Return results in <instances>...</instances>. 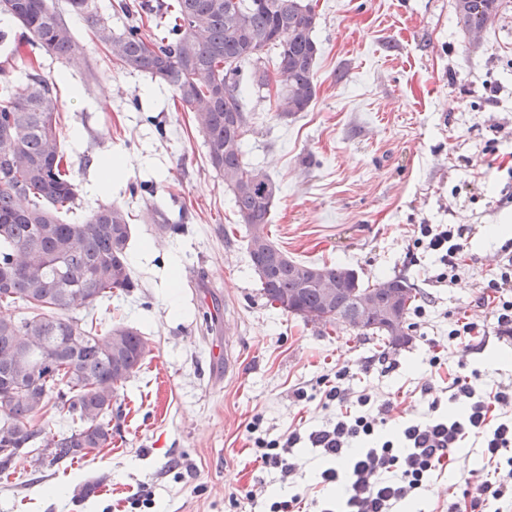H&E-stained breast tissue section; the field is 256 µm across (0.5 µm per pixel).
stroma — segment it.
<instances>
[{
  "mask_svg": "<svg viewBox=\"0 0 512 512\" xmlns=\"http://www.w3.org/2000/svg\"><path fill=\"white\" fill-rule=\"evenodd\" d=\"M321 46L318 94L306 111L278 118L273 99L246 96V159L278 192L271 238L297 262L356 270L364 284L406 277L418 292L408 341L323 328L270 306L261 295L232 194L205 158L193 115L144 72L122 68L89 23L70 25L85 54H43L39 71L57 86L65 158L78 184L74 220L98 206L132 214L129 262L135 288L114 293L94 316L140 328L151 351L117 399L121 432L111 447L54 470L18 464L0 474V512H251L267 492L300 493V512H328L335 487L318 484V449L301 443L288 480L260 469L247 430L262 417L268 436L332 420L325 385L348 368L352 395L390 404L392 421L423 417L430 398L448 414V380L477 393L512 384V337L448 339L465 317L490 321L479 304L503 256L494 230L512 225V0L479 38L457 26L455 0H310ZM125 170L99 185L100 161ZM179 231L158 235L150 208ZM419 224H464L466 264L438 283L434 256L410 258ZM180 286L170 290L169 279ZM228 344L232 373L213 357ZM308 398L296 400L297 388ZM498 473L470 440L413 498L416 512L463 501L460 475ZM150 492L153 508L134 507Z\"/></svg>",
  "mask_w": 512,
  "mask_h": 512,
  "instance_id": "35a3bbf8",
  "label": "stroma"
}]
</instances>
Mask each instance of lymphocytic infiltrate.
I'll use <instances>...</instances> for the list:
<instances>
[{
    "label": "lymphocytic infiltrate",
    "mask_w": 512,
    "mask_h": 512,
    "mask_svg": "<svg viewBox=\"0 0 512 512\" xmlns=\"http://www.w3.org/2000/svg\"><path fill=\"white\" fill-rule=\"evenodd\" d=\"M467 230L461 224H422L413 239L414 249L437 261L436 281H455L467 245ZM482 303L490 307L496 335L512 336V257L488 283ZM448 399L459 407L457 415L439 416L438 401L428 405V418L407 423L397 437L383 435L389 405L369 407L367 398H351L347 388L334 385L325 396L336 404L335 421L308 432L291 429L267 438L262 418H253L248 431L263 467L290 476L291 448L307 442L330 462L321 473L326 483L347 485L346 512H392L425 485L434 471L465 438L479 440L489 461H499L512 449V420L503 414L512 406V391L499 389L476 394L469 381L456 377L448 385Z\"/></svg>",
    "instance_id": "lymphocytic-infiltrate-1"
}]
</instances>
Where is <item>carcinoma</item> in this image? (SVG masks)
I'll list each match as a JSON object with an SVG mask.
<instances>
[{
  "instance_id": "obj_1",
  "label": "carcinoma",
  "mask_w": 512,
  "mask_h": 512,
  "mask_svg": "<svg viewBox=\"0 0 512 512\" xmlns=\"http://www.w3.org/2000/svg\"><path fill=\"white\" fill-rule=\"evenodd\" d=\"M502 0H456L458 24L484 28ZM127 17L115 33L89 15L88 0H67V12L87 17L122 67L145 72L171 88L193 112L204 133L211 168L224 179L246 227V251L261 295L303 319L320 307V289L309 283L312 266L278 246L252 248L254 231H267L276 186L245 159L249 130L240 74L254 68V86L276 83L288 94L278 116L303 112L316 96L319 48L316 14L304 0H119ZM0 16L30 34L31 45L66 61L83 44L50 0H0ZM274 51L271 79L264 55ZM55 82L30 62L22 94L0 83V474L22 460L36 470L58 468L112 447V401L150 351L148 337L122 323L100 337L90 312L116 292L136 287L128 263L130 214L112 203L81 223L62 214L77 205L74 175L64 164ZM344 282L354 296L377 299L391 286L406 290L402 317L417 307L419 292L401 276L363 285L354 270L319 266ZM52 410L71 420L67 433L48 431L41 420Z\"/></svg>"
}]
</instances>
